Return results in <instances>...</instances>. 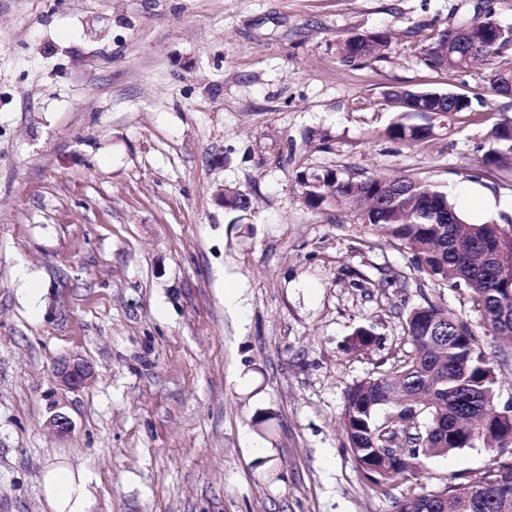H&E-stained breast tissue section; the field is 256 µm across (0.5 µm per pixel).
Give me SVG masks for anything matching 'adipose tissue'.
I'll list each match as a JSON object with an SVG mask.
<instances>
[{
    "instance_id": "adipose-tissue-1",
    "label": "adipose tissue",
    "mask_w": 512,
    "mask_h": 512,
    "mask_svg": "<svg viewBox=\"0 0 512 512\" xmlns=\"http://www.w3.org/2000/svg\"><path fill=\"white\" fill-rule=\"evenodd\" d=\"M41 488L52 512H92L94 497L86 471L49 464L43 471Z\"/></svg>"
}]
</instances>
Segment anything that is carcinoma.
<instances>
[{
  "instance_id": "1",
  "label": "carcinoma",
  "mask_w": 512,
  "mask_h": 512,
  "mask_svg": "<svg viewBox=\"0 0 512 512\" xmlns=\"http://www.w3.org/2000/svg\"><path fill=\"white\" fill-rule=\"evenodd\" d=\"M470 23L476 29L475 43L448 59L441 50L450 29L437 33L424 50L431 67L464 70L470 60L502 58L512 50V38L485 37L478 19ZM344 41V63L383 58L391 51L383 30L355 33ZM504 77L512 79V60L491 68L489 88ZM471 105L461 95L425 110L415 108L388 133L393 139L421 142L430 127L414 119L446 118ZM492 138L509 145V153L491 149L481 164L512 168V125L496 126ZM303 186L311 207H320L329 195L337 207L377 228L390 244L409 246L417 270L438 287L467 289L499 348L512 349V282L502 277L496 258L498 245L512 243V237L499 225L468 223L447 193L411 177L394 183L383 176L356 179L325 170L304 178ZM405 327L412 350L397 364L350 387L340 421L359 473L377 487L396 475L423 473L433 457L478 444L498 456L512 446V404L496 403V370L477 330L429 301L409 310ZM374 342L372 331L361 325L352 333L351 349L363 350ZM397 512H512V461L443 490L424 489L398 502Z\"/></svg>"
}]
</instances>
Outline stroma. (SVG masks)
I'll return each mask as SVG.
<instances>
[{
  "mask_svg": "<svg viewBox=\"0 0 512 512\" xmlns=\"http://www.w3.org/2000/svg\"><path fill=\"white\" fill-rule=\"evenodd\" d=\"M480 14L512 28V0H0V512H50L56 460L92 474L93 512H396L496 464L478 446L362 481L346 391L411 351V308L482 315L301 187L412 177L512 232V171L480 164L512 98L488 92L490 62L422 54ZM373 29L386 57L341 62L340 36ZM405 89L485 103L408 145L387 133ZM225 186L251 197L245 223ZM363 322L376 341L350 350ZM65 357L92 369L80 390ZM91 374L90 366L75 360H62L56 367L59 382L70 389H79L86 385Z\"/></svg>",
  "mask_w": 512,
  "mask_h": 512,
  "instance_id": "35a3bbf8",
  "label": "stroma"
}]
</instances>
